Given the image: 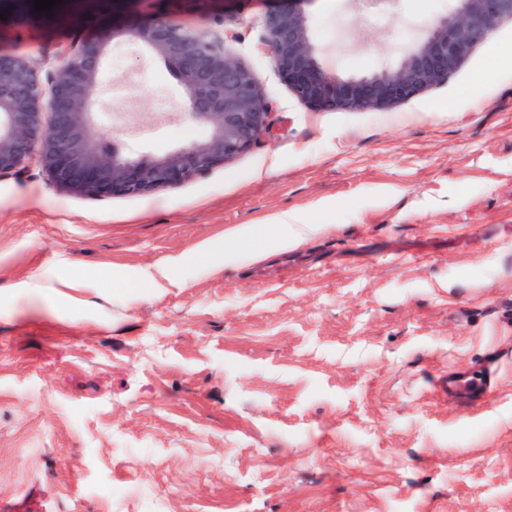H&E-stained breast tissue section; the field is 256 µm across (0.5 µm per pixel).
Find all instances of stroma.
<instances>
[{"instance_id": "1", "label": "stroma", "mask_w": 512, "mask_h": 512, "mask_svg": "<svg viewBox=\"0 0 512 512\" xmlns=\"http://www.w3.org/2000/svg\"><path fill=\"white\" fill-rule=\"evenodd\" d=\"M451 0H401L373 23L316 0L324 65L395 61ZM230 50L270 102L268 131L148 196L59 191L38 166L0 179V292L66 271L120 277L76 325L0 305V512H512V22L460 71L388 110L318 112L263 52L262 0H229ZM111 5L6 33L49 68ZM128 78L95 136L161 155L204 126L150 121L164 65L115 42ZM290 212L319 233L212 259L228 229ZM169 264L177 287L135 291ZM451 372L493 377L479 403Z\"/></svg>"}]
</instances>
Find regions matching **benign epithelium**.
<instances>
[{
    "mask_svg": "<svg viewBox=\"0 0 512 512\" xmlns=\"http://www.w3.org/2000/svg\"><path fill=\"white\" fill-rule=\"evenodd\" d=\"M227 0H151L133 23H114L106 37L80 35L57 52L45 73L24 56L0 52V178L36 164L67 193L145 196L189 182L248 150L269 127V102L255 71L231 52L235 34L175 23L186 5L222 25L215 4ZM314 0H272L263 15L266 53L295 96L316 111H373L409 101L455 75L477 45L512 20V0H456L398 59L362 76L326 68L313 39L307 6ZM141 44L177 76L183 111L207 135L159 156H131L118 136L93 134L104 104L103 73L110 43Z\"/></svg>",
    "mask_w": 512,
    "mask_h": 512,
    "instance_id": "benign-epithelium-1",
    "label": "benign epithelium"
}]
</instances>
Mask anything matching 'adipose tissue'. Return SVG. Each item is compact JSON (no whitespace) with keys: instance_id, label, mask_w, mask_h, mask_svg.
<instances>
[{"instance_id":"adipose-tissue-1","label":"adipose tissue","mask_w":512,"mask_h":512,"mask_svg":"<svg viewBox=\"0 0 512 512\" xmlns=\"http://www.w3.org/2000/svg\"><path fill=\"white\" fill-rule=\"evenodd\" d=\"M319 230L318 225L304 224L297 217L281 215L265 224H244L225 233L227 242L245 243L253 251L266 252L270 247L281 249L297 243ZM19 292L49 303L56 313H67L76 306H86L81 282L70 275H58L52 280L33 278L18 287Z\"/></svg>"}]
</instances>
